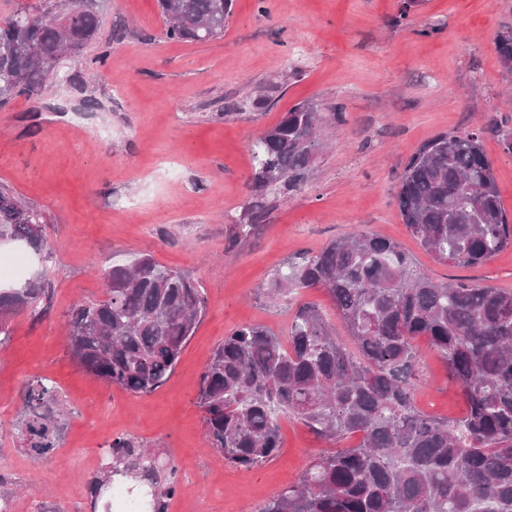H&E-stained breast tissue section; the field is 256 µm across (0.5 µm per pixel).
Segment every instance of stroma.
Listing matches in <instances>:
<instances>
[{
    "instance_id": "obj_1",
    "label": "stroma",
    "mask_w": 512,
    "mask_h": 512,
    "mask_svg": "<svg viewBox=\"0 0 512 512\" xmlns=\"http://www.w3.org/2000/svg\"><path fill=\"white\" fill-rule=\"evenodd\" d=\"M234 0L223 37L174 42L156 0H104L95 40L34 97L0 105V187L37 207L48 244L35 268L52 288L46 313L14 315L0 349V490L12 512H95L90 475L106 445L127 434L173 459L179 489L169 512H260L332 445L289 417L274 459L245 470L210 447L201 374L233 328L285 334L299 304L331 308L318 289L268 298L277 270L330 240L374 231L400 243L438 282L512 290V247L486 264L437 262L409 233L396 190L408 158L434 136L478 131L512 219V155L495 127H512V74L494 40L512 26V0ZM439 34L427 37V25ZM298 68L264 112L224 117L225 101ZM94 110L82 108L83 95ZM342 107L305 186L266 198L255 232L233 226L251 201L249 145L290 107ZM150 254L204 288L206 309L166 384L149 394L106 385L72 361L63 323L78 303L103 299L99 267ZM414 395L429 415L461 418L466 404L426 338ZM53 383L70 409L59 447L42 459L13 425L26 382Z\"/></svg>"
}]
</instances>
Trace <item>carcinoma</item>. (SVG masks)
<instances>
[{"label":"carcinoma","mask_w":512,"mask_h":512,"mask_svg":"<svg viewBox=\"0 0 512 512\" xmlns=\"http://www.w3.org/2000/svg\"><path fill=\"white\" fill-rule=\"evenodd\" d=\"M37 15L24 7L0 24V101L39 94L61 64L96 38L99 0H44ZM176 42L224 35L232 0H158ZM500 65L512 74V28L495 40ZM269 91L246 96L224 115L260 112ZM343 120L298 103L250 145L258 200L236 221L255 229L262 198L285 196L304 184L322 150L318 126ZM396 199L400 217L420 246L439 262L486 263L512 245V224L477 132L441 133L405 164ZM40 210L0 189V238L24 241L46 253ZM105 298L76 305L66 320V349L104 384L149 394L171 377L206 309L199 283L150 254L101 270ZM318 288L331 298L351 344L336 336L326 314L307 303L288 325L287 340L259 324L236 327L212 353L198 400L212 448L250 469L282 448L278 415L288 414L320 438L359 441L313 459L298 483L261 512H512V291L432 280L395 241L361 232L328 242L278 271L271 297ZM51 288L40 276L21 287H0V346L9 319L50 308ZM424 337L444 360L467 411L448 421L414 403ZM59 393L42 378L25 384L15 424L22 447L35 458L58 447L66 428ZM112 459L89 480L107 495L112 481L134 475L129 487L140 512H168L178 491L171 458L140 447L127 435L107 444Z\"/></svg>","instance_id":"carcinoma-1"}]
</instances>
